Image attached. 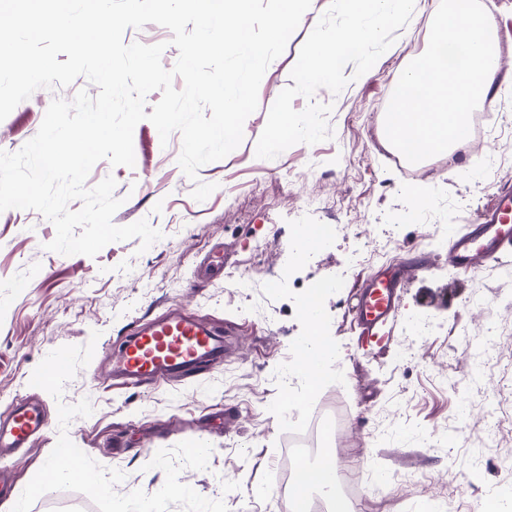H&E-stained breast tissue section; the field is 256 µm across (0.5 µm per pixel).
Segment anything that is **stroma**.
Segmentation results:
<instances>
[{"label": "stroma", "mask_w": 512, "mask_h": 512, "mask_svg": "<svg viewBox=\"0 0 512 512\" xmlns=\"http://www.w3.org/2000/svg\"><path fill=\"white\" fill-rule=\"evenodd\" d=\"M331 0H311L284 52L267 68L258 107L241 144L203 165L190 180L178 164L180 132L161 140L137 124L135 164L94 165L87 186L114 177L122 205L118 225L148 220L162 237L147 251L139 239L113 242L96 257L47 250L54 225L34 210L0 213V417L29 394L43 400L49 427L18 457L0 459L21 495L47 460L60 432L107 469L123 473L115 490L157 492L163 470L150 462L162 449L194 439L211 444L208 467L182 469L200 495L224 500L229 512H283L277 457L288 424L287 394L275 379L308 332L300 305L309 284L325 285L320 330L335 356L323 367L313 401L335 400L347 415L346 460L364 467L363 495L374 512H444L441 498L461 495L462 512H512L502 490L512 480V256L470 273L448 264L445 241L463 233L500 189L512 188V0H480L498 26L502 71L481 110L503 125L482 153L457 145L426 159L409 181L389 163L384 104L405 67L422 55L441 0H420L393 45L364 75L346 66L340 93L321 88L331 105L330 139L295 144L276 158L256 155L257 141L279 93L290 86L300 49ZM86 78L36 90L0 122V150L18 151L38 132L53 99ZM214 184L196 201V182ZM334 224L317 248L306 226ZM269 242L254 250L257 239ZM420 268L403 288L385 330L386 345L357 341L355 292L386 267ZM248 276L249 287L239 285ZM170 309L191 313L224 332V364L159 385L113 384L112 361L134 324ZM429 319L416 338V318ZM94 343L90 363L60 397L31 390L35 368L64 345ZM89 400L93 412L60 428L59 404Z\"/></svg>", "instance_id": "obj_1"}]
</instances>
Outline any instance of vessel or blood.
Segmentation results:
<instances>
[{
    "instance_id": "obj_1",
    "label": "vessel or blood",
    "mask_w": 512,
    "mask_h": 512,
    "mask_svg": "<svg viewBox=\"0 0 512 512\" xmlns=\"http://www.w3.org/2000/svg\"><path fill=\"white\" fill-rule=\"evenodd\" d=\"M512 246V190L501 191L491 208L482 214L470 235L454 241L448 255L451 266L476 269L479 262L498 260ZM399 278L377 277L358 302L361 335L379 334L395 308ZM224 346L215 331L191 315L170 313L135 326L129 333L113 369L124 384L137 386L160 382L203 365L218 366ZM47 423L40 401L17 404L5 422H0V456L30 447L42 437Z\"/></svg>"
}]
</instances>
